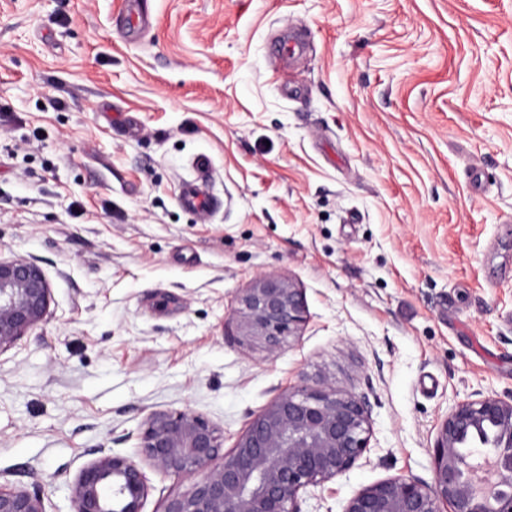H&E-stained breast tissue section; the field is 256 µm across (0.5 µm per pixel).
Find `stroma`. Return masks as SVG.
Here are the masks:
<instances>
[{
	"label": "stroma",
	"instance_id": "obj_1",
	"mask_svg": "<svg viewBox=\"0 0 512 512\" xmlns=\"http://www.w3.org/2000/svg\"><path fill=\"white\" fill-rule=\"evenodd\" d=\"M143 2L131 38L126 0H0V257L50 288L0 352V485L71 512L150 412L229 450L324 378L372 436L302 512L432 483L449 408L512 398V0ZM202 156L207 217L180 202ZM260 272L306 299L274 354L233 317Z\"/></svg>",
	"mask_w": 512,
	"mask_h": 512
}]
</instances>
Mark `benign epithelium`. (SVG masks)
Here are the masks:
<instances>
[{"mask_svg":"<svg viewBox=\"0 0 512 512\" xmlns=\"http://www.w3.org/2000/svg\"><path fill=\"white\" fill-rule=\"evenodd\" d=\"M49 297L36 264L0 259V351L43 319ZM235 317L243 335L262 338L274 353L305 321V298L290 281L260 273L239 297ZM370 415L363 395L339 394L327 379L300 381L277 394L225 453L223 434L202 415L153 411L140 434L141 460L100 449L71 486L72 512H144V462L189 482L163 512H301L309 488L342 476L367 451ZM477 445L487 454L485 478L470 463ZM433 469L431 485L379 481L342 512H512V399L487 395L452 406L437 432ZM0 512L46 510L38 493L0 486Z\"/></svg>","mask_w":512,"mask_h":512,"instance_id":"obj_1","label":"benign epithelium"}]
</instances>
